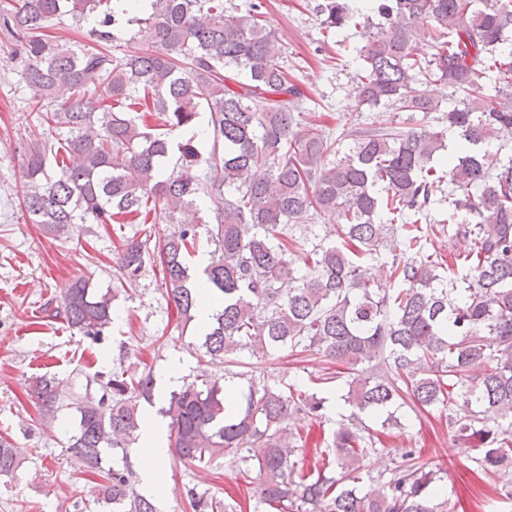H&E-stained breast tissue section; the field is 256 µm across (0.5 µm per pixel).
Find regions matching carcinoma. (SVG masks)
<instances>
[{"instance_id": "obj_1", "label": "carcinoma", "mask_w": 512, "mask_h": 512, "mask_svg": "<svg viewBox=\"0 0 512 512\" xmlns=\"http://www.w3.org/2000/svg\"><path fill=\"white\" fill-rule=\"evenodd\" d=\"M21 0L3 7L0 21L21 43V81L36 90L34 109L53 99L43 121L67 137L26 148L22 206L44 233L66 237L78 224H173L158 243L122 240L120 270L138 279L147 259L158 264L178 321L189 323L202 290L221 302L202 347L211 361L236 363L247 349L256 358L282 350L314 351L348 375L344 404L353 419L336 422L317 441V460L292 479L297 446L308 439L288 428L291 417L325 418L326 400L290 384L251 377L234 393L217 378L187 382L160 412L170 419V444L188 462L240 456L239 474L252 484L265 512H446L438 501L437 471L405 448L393 467L365 478L361 462L377 451L378 431L362 414L398 424L436 408L449 415L462 446L480 451L491 472L512 463V154L488 144L512 134V0H366L361 14L358 106L409 112L407 131L381 119L354 131L350 154L327 161L334 143L314 120H302L305 93L288 76L283 50L264 24L263 3L228 12L224 0ZM323 27L339 32L354 17L351 0H322ZM70 17L90 25L93 44L74 48L47 30ZM130 33L140 48L116 55L112 43ZM423 42L432 53L421 56ZM470 91L446 111L445 131L431 126L439 102L429 87ZM99 97H93V94ZM208 114L210 148L195 137L173 140ZM76 156L70 166L60 151ZM178 154L168 171L163 162ZM448 175V219L431 217L432 192ZM213 202L207 241L212 260L197 283L187 260L200 246L201 196ZM312 210L336 211L340 242L305 249L288 232ZM448 232L468 239V252L449 264L434 239ZM302 255L307 272L295 276L287 255ZM376 261L385 278L366 276ZM467 274L464 287L452 267ZM113 291L97 294L78 279L61 307L68 327L99 340L112 323ZM376 360L381 372L364 377L355 366ZM99 399L42 375L27 394L52 420L83 400L71 455L101 478L94 504L112 512H157L135 489L129 445L140 436L145 406L154 404L151 371L115 370L86 380ZM121 450V464L103 457ZM24 459L0 437V478L22 471ZM192 512H221V502L191 488Z\"/></svg>"}]
</instances>
